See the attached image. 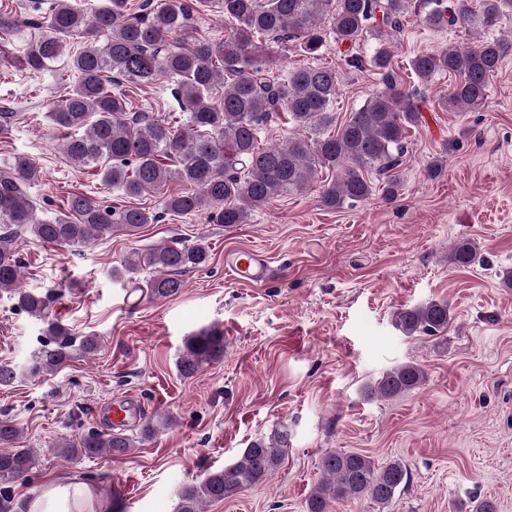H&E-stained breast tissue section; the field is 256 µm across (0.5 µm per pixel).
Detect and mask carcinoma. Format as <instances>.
<instances>
[{"instance_id": "carcinoma-1", "label": "carcinoma", "mask_w": 512, "mask_h": 512, "mask_svg": "<svg viewBox=\"0 0 512 512\" xmlns=\"http://www.w3.org/2000/svg\"><path fill=\"white\" fill-rule=\"evenodd\" d=\"M53 0L38 18L20 21L0 10V67L10 64L32 74L57 73L64 55V38L78 35L83 48L69 57L68 70L77 75L63 99L49 114L52 125L66 132L61 148L71 164L96 169L104 183L132 198L159 190L174 181L194 186L191 192L165 194L161 210L139 206L110 207L82 193L71 194L66 208L54 219L36 217L28 185L39 180L35 160L13 157L0 169V294L39 321L45 340L25 370L0 364V386L12 385L22 373L32 377L53 373L77 355L99 350L95 335L75 336L52 314L53 295L21 287L24 263L16 242L25 235L39 243L65 246L89 244L112 236L129 235L164 215L207 214L213 224H245L252 212L279 197L312 190L321 170L334 179L319 191L320 206L338 210L379 195L386 202L399 193L395 169L408 149L410 129L422 115L417 88L402 90L393 63L388 31H397L411 16H424L436 28L458 26L481 33L496 26L512 11V0H217L220 13L235 22L222 41L200 36L190 24L192 0ZM38 33L27 40L23 55L12 56L3 34L19 35L22 28ZM346 45L345 62L370 68L381 76L383 88L338 126L331 106L336 101L338 73L308 65L276 74L278 50L296 48L319 55L327 37ZM368 39L370 51L359 53ZM505 64L502 44L485 37L473 45L418 53L409 70L420 83L437 75L454 82L439 100L448 112L479 111L487 103L490 79ZM162 77L174 79L171 94L181 119L170 121L132 111L130 93ZM224 87L214 99L216 86ZM284 112L300 135L281 144L262 146L261 135ZM311 131L314 137L301 135ZM375 173L381 180L374 182ZM477 245L458 242L448 261L466 268L475 263ZM210 255L202 243L172 242L136 251L112 276L151 271L145 287L150 298L175 296L185 287L181 273L203 268ZM450 310L445 301L400 308L393 325L406 336H437L448 330ZM224 358V331L213 327L187 337L176 366L188 378ZM425 371L415 363L400 364L370 386V393L394 397L424 384ZM20 429L0 421V512H11L15 483L28 481L36 468L29 448H16ZM68 454L96 458L123 455L135 447L124 431L89 430L64 444ZM288 447V429L276 430L249 442L239 459L209 472L184 488L179 512H204L206 503L221 502L271 479ZM323 480L306 500L307 512H330L335 501L367 500L378 512L390 508L397 492L409 481L406 465L393 459L378 464L371 457L333 451L320 461Z\"/></svg>"}]
</instances>
